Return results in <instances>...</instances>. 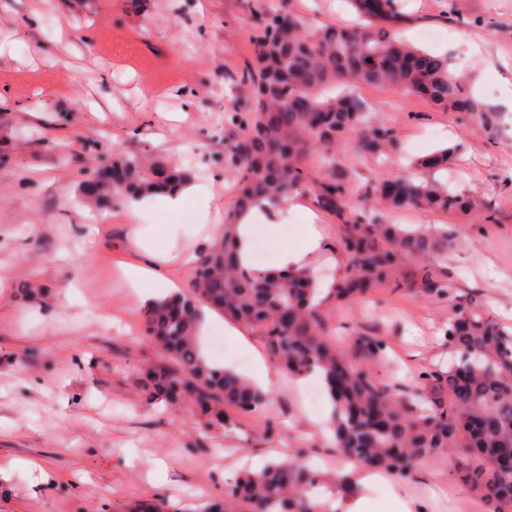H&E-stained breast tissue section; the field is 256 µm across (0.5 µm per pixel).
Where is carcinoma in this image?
<instances>
[{"label": "carcinoma", "instance_id": "carcinoma-1", "mask_svg": "<svg viewBox=\"0 0 512 512\" xmlns=\"http://www.w3.org/2000/svg\"><path fill=\"white\" fill-rule=\"evenodd\" d=\"M347 2L358 16L348 25H315L284 0H266L255 12L252 60L238 77L249 105L225 116L241 131L224 144V164L236 173L234 204L224 215L222 235L199 254L189 291L144 305V331L158 359L141 369L140 388L151 403L195 407L203 426L212 429L230 430L235 414L265 408L269 393L211 364L201 351L205 310L220 311L260 336L289 376L321 374L339 455L403 480L422 460L454 455L459 479L480 494L487 512H512V470L501 466L503 449L512 448V326L459 294L444 263L448 230L385 222L388 211L456 215L484 204L410 172L358 181L363 158L395 164L398 137L387 122L368 118L353 96L336 93V85L407 91L444 111L467 112L482 126L489 112L450 74L446 58L397 39L408 21L400 0ZM351 138L357 154L347 158L342 147ZM455 152L439 148L414 167L444 169ZM309 155L323 168L313 180L303 166ZM112 167L125 170L123 184L110 183ZM112 167L98 171V192L91 197L98 210L168 194L193 179L190 168L149 163L136 154L114 157ZM303 194L342 226L337 249L345 265L323 298L312 273L256 270L243 264L237 246L241 215L256 206L271 211ZM405 261L416 266L410 292L448 303L444 340L454 355L446 366L418 372L425 388L420 397L373 374L374 365L396 369L383 337L353 331L340 346L329 321L330 311L365 299L374 288H401L397 273ZM357 493L348 474L272 461L257 473L237 474L202 512H336L333 503Z\"/></svg>", "mask_w": 512, "mask_h": 512}]
</instances>
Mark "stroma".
I'll return each mask as SVG.
<instances>
[{
	"instance_id": "obj_1",
	"label": "stroma",
	"mask_w": 512,
	"mask_h": 512,
	"mask_svg": "<svg viewBox=\"0 0 512 512\" xmlns=\"http://www.w3.org/2000/svg\"><path fill=\"white\" fill-rule=\"evenodd\" d=\"M263 0H0V512H131L159 499L171 512H200L243 467L308 450L321 470H346L310 405L314 379L271 370L267 408L240 416L233 430H203L196 410L147 404L141 368L157 356L143 332L145 301L125 283L137 257L123 209L91 213L79 186L114 152L147 154L196 167L195 192L180 214L155 205L138 222L154 231L169 261L165 278L188 288L192 263L212 242L236 192L224 167L226 112L243 110L238 73L252 59L250 10ZM409 44L448 58L472 96L494 116L479 129L467 114L436 109L411 93L355 85L367 112L398 130L400 146L420 157L456 146L447 181L482 196L485 213L468 216L396 211L390 224L448 225L456 241L448 268L460 294L512 323V0H406ZM437 39H422L424 30ZM437 138H430V131ZM284 224L253 227L264 267L282 246H300L308 222L328 243L340 228L309 197L285 203ZM41 287L31 301L25 282ZM206 337L216 365L249 374L264 346L228 333L233 322L209 312ZM448 308L406 290L378 288L345 310L348 327L376 330L405 379L446 360ZM455 459L425 461L407 486L423 512H485L479 494L458 482Z\"/></svg>"
}]
</instances>
